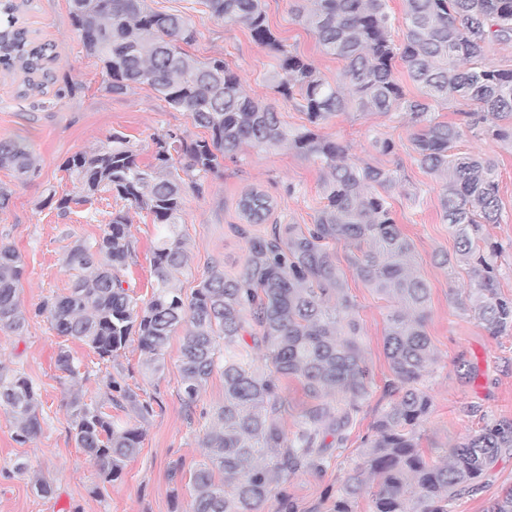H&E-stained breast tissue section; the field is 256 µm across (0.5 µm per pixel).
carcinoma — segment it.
Wrapping results in <instances>:
<instances>
[{
  "mask_svg": "<svg viewBox=\"0 0 512 512\" xmlns=\"http://www.w3.org/2000/svg\"><path fill=\"white\" fill-rule=\"evenodd\" d=\"M32 0H0V69L25 74L24 92L42 94L55 83L53 45L37 44L19 24L18 12ZM69 17L86 52L97 58L104 89L116 96L147 86L166 105L186 112L208 136L192 138L175 128L153 138V161L140 164L128 136L63 162L75 194L51 190L44 204L67 213L73 204H93L102 191L124 201L102 235L78 240L64 263L73 271L68 293L44 300L35 314L57 335L85 343L104 362L138 336L144 367L164 368L172 336L183 333L179 397L193 414L199 396L218 372L224 403L210 414L201 437L206 460L190 473L191 512H294L278 488L302 469L321 467L325 437L345 432L374 386L360 343L356 304L346 292L329 247H352L349 265L379 295L401 303L387 316L385 353L392 397L365 442L361 461L346 475L329 512H355L374 484L370 512H450L455 496L474 488L505 450H512V420L484 423L445 456L421 448L419 430L432 408L422 382L434 362L426 323L430 289L415 271L414 247L396 222L389 191L397 173L347 158V147L321 133L344 112L402 113L419 127L413 137L420 167L441 183L442 220L456 238L455 261L472 265L475 288L468 300L492 334L512 327V297L502 296L498 273L476 238L484 224L498 223L497 164L490 157L450 153L464 131L512 139V69L483 63L495 44L512 43V0H405L406 31L393 38L386 0H297L295 19L316 37L322 51L344 62L330 82L305 56L285 49L271 30L262 0H203L211 16L247 28L253 40L278 60L272 87L305 116L284 126L274 106L249 97L241 76L222 56L204 61L186 47L197 41L190 18L154 10L148 0H69ZM405 69L421 96L407 93L396 76ZM464 102L461 122L438 121L432 103ZM244 144L286 148L320 166L325 203L314 223L274 224L254 233L277 208L252 187L237 208L248 226L235 225L246 257L234 275L213 260L191 294L180 286L192 254L179 232L184 195L204 193L224 158ZM20 176L36 169L24 143L0 140V168ZM146 210L158 224L152 250L151 297L140 300L124 287L136 258L129 210ZM25 273L21 254L0 239V330L24 327L18 288ZM250 336L247 343L244 336ZM58 368L76 384L87 379L69 349ZM299 381L308 402L299 429L284 428L288 400L282 380ZM344 403L332 400L335 394ZM17 422L24 444L41 431L32 381L0 366V407ZM76 447L93 458L105 482L119 479L141 451L143 429L113 416L114 408L145 421L153 413L123 377L107 373L100 397L87 403L79 391L65 402ZM485 512H512V487Z\"/></svg>",
  "mask_w": 512,
  "mask_h": 512,
  "instance_id": "carcinoma-1",
  "label": "carcinoma"
}]
</instances>
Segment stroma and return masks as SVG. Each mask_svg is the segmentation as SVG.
Here are the masks:
<instances>
[{"mask_svg": "<svg viewBox=\"0 0 512 512\" xmlns=\"http://www.w3.org/2000/svg\"><path fill=\"white\" fill-rule=\"evenodd\" d=\"M155 10L186 15L198 31L191 52L199 59L224 56L244 79L246 92L255 100L274 104L280 120L295 128L304 116L293 103L282 100L270 85L277 59L258 46L249 31L212 18L200 0H148ZM271 29L287 48L311 59L329 80L336 81L344 64L322 53L316 37L291 12L293 0H264ZM33 37L55 46L57 82L46 95L20 97L18 78L0 73V139L22 138L37 158L38 170L20 180L0 168V184L12 188L8 210L0 212V239L21 253L26 273L19 298L28 318L21 332L0 330V364L24 372L39 394L42 431L29 442L15 440L16 424L0 408V512H189L190 472L204 460L200 439L209 423L208 411L224 401V379L213 374L193 415H186L178 396L181 336H173L165 353V369L151 375L142 365L137 341L112 362L100 361L91 348L64 341L35 309L47 298L66 293L72 274L64 255L77 239L100 236L112 211L123 203L112 192L99 193L92 207L72 206L61 215L44 205L48 188L69 193L73 184L63 170L64 160L103 142L112 132L125 133L142 163H150L154 136L170 128L191 137L205 136L187 113L166 107L149 87L115 96L103 88L97 60L87 55L69 19L68 0H35L22 15ZM417 131L408 117L392 114H344L325 125V135L348 149L350 161L398 171L402 177L391 202L396 221L411 239L418 273L431 290L427 332L436 359L423 385L432 398V411L421 430L420 444L438 453L460 442L483 421L512 419V328L491 334L483 323L460 306V298L473 288L470 266L442 265L443 254H454L455 238L440 216L441 185L415 159L412 140ZM390 139L391 154L379 152L374 141ZM460 152L488 156L497 163L501 219L484 225L482 237L495 247L492 261L498 270L502 294L512 297V142L482 133H465L457 143ZM266 191L278 203L273 214L282 224L313 223L323 206L322 173L313 162L284 148L243 146L237 156L225 159L218 175L209 177L203 195L186 194L180 231L192 250V269L182 279L184 293H191L208 262L216 260L226 273H237L246 255V244L233 230L240 223L237 202L250 187ZM130 232L137 258L126 278L141 299L151 296V250L156 226L150 214L133 210ZM348 245H333L332 253L357 305L361 343L376 384L344 442L327 438L323 466L292 474L281 491L295 512H327L347 472L359 461L363 442L391 398L385 390L390 377L384 351L387 315L391 301L377 296L351 271ZM90 376L79 386L86 398L99 392L101 378L122 372L127 383L140 388L153 413L143 424L144 440L121 479L106 483L94 463L76 448L65 398L70 379L56 365L61 345ZM26 460L30 470L14 471L16 461ZM53 483L55 493L37 495V479ZM512 486V452L503 454L486 473L479 490L462 492L451 512H484L490 500Z\"/></svg>", "mask_w": 512, "mask_h": 512, "instance_id": "stroma-1", "label": "stroma"}]
</instances>
